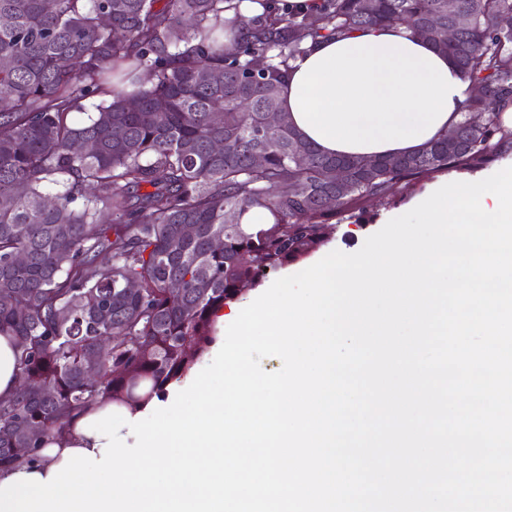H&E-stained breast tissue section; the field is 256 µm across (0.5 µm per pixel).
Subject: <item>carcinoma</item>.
Wrapping results in <instances>:
<instances>
[{
  "instance_id": "obj_1",
  "label": "carcinoma",
  "mask_w": 512,
  "mask_h": 512,
  "mask_svg": "<svg viewBox=\"0 0 512 512\" xmlns=\"http://www.w3.org/2000/svg\"><path fill=\"white\" fill-rule=\"evenodd\" d=\"M252 2L264 11L248 17L237 0H0V334L19 369L0 400L1 468L37 460L100 397L145 401L179 380L213 342L224 302L310 256L369 200L396 205L512 148L497 123L512 104V0H459L464 29L440 50L471 85L460 137L391 159L319 152L282 111L280 88L308 39L405 23L433 42L424 23L448 24L444 0H372L369 12L367 0ZM260 55L266 74L249 80ZM268 112L282 117L270 130ZM252 206L272 222L248 233L240 217ZM141 383L150 389L136 398Z\"/></svg>"
}]
</instances>
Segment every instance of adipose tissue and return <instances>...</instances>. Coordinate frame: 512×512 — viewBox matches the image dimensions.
<instances>
[{"mask_svg": "<svg viewBox=\"0 0 512 512\" xmlns=\"http://www.w3.org/2000/svg\"><path fill=\"white\" fill-rule=\"evenodd\" d=\"M471 94L446 53L407 25L371 26L307 43L290 63L281 107L318 150L336 156L391 158L444 138ZM99 452L101 441L71 423L34 463L0 469L48 476L65 450Z\"/></svg>", "mask_w": 512, "mask_h": 512, "instance_id": "1", "label": "adipose tissue"}]
</instances>
